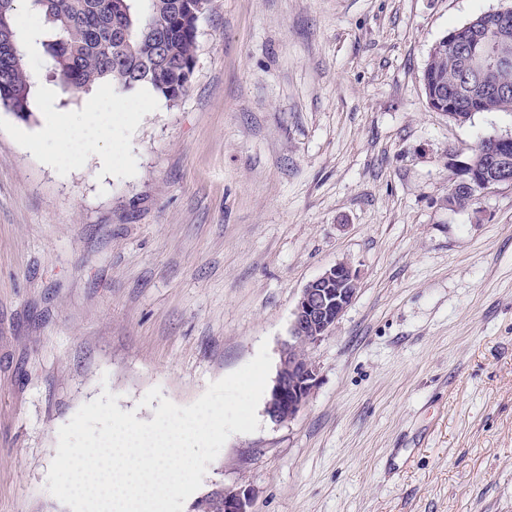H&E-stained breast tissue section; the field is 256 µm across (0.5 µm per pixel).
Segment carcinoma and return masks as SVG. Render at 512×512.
<instances>
[{"label": "carcinoma", "instance_id": "obj_1", "mask_svg": "<svg viewBox=\"0 0 512 512\" xmlns=\"http://www.w3.org/2000/svg\"><path fill=\"white\" fill-rule=\"evenodd\" d=\"M17 0H0V106L17 117L31 116L32 83L17 31ZM51 28L46 53L64 90H86L107 82L122 94L150 88L168 102L184 95L196 62L198 20L211 0H31ZM480 29L457 43L443 37L424 72L426 97L443 101V113L465 123L476 112H512V69L484 79L466 78L472 44L495 40L512 14L474 17ZM469 174H459L448 192V207L466 209L475 196L465 191ZM223 492L206 494L194 512H220Z\"/></svg>", "mask_w": 512, "mask_h": 512}]
</instances>
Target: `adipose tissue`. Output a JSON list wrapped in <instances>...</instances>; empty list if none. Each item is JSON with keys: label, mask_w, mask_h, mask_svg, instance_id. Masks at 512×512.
<instances>
[{"label": "adipose tissue", "mask_w": 512, "mask_h": 512, "mask_svg": "<svg viewBox=\"0 0 512 512\" xmlns=\"http://www.w3.org/2000/svg\"><path fill=\"white\" fill-rule=\"evenodd\" d=\"M112 134V104L111 102L90 99L79 121L70 129L69 134L59 140L52 141L47 152L50 160L57 164L87 156L98 155L101 167L107 168L112 164V157L99 154L98 149L102 139Z\"/></svg>", "instance_id": "1"}]
</instances>
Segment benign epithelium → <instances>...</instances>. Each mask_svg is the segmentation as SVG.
Segmentation results:
<instances>
[{"label":"benign epithelium","instance_id":"1","mask_svg":"<svg viewBox=\"0 0 512 512\" xmlns=\"http://www.w3.org/2000/svg\"><path fill=\"white\" fill-rule=\"evenodd\" d=\"M508 69L512 60L494 56L474 60L470 73L481 76L488 68ZM493 173L479 177L473 188L484 193L500 184H512V158L492 154ZM359 274L348 262L325 269L302 289L293 313L290 340L281 350L280 364L270 390L266 413L276 423L294 418L305 406L317 379V367L307 348L326 337L355 299ZM249 490L243 487L224 490V512H249Z\"/></svg>","mask_w":512,"mask_h":512}]
</instances>
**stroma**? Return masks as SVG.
I'll use <instances>...</instances> for the list:
<instances>
[{
    "label": "stroma",
    "mask_w": 512,
    "mask_h": 512,
    "mask_svg": "<svg viewBox=\"0 0 512 512\" xmlns=\"http://www.w3.org/2000/svg\"><path fill=\"white\" fill-rule=\"evenodd\" d=\"M512 0H212L174 103L115 97L112 156L53 165L86 92L49 70L18 0L32 114L0 107V512L47 490L59 428L102 390L141 421L195 402L267 344L305 285L349 262L357 296L313 346L296 417L229 437L197 496L251 512H512V185L448 207L457 162L512 113L427 104L432 47ZM56 95L49 124L43 91ZM197 496L183 512H193ZM224 494V495H223ZM224 498L222 512H250V496L247 488L215 490L206 494L194 505L195 512H221L218 504Z\"/></svg>",
    "instance_id": "35a3bbf8"
}]
</instances>
